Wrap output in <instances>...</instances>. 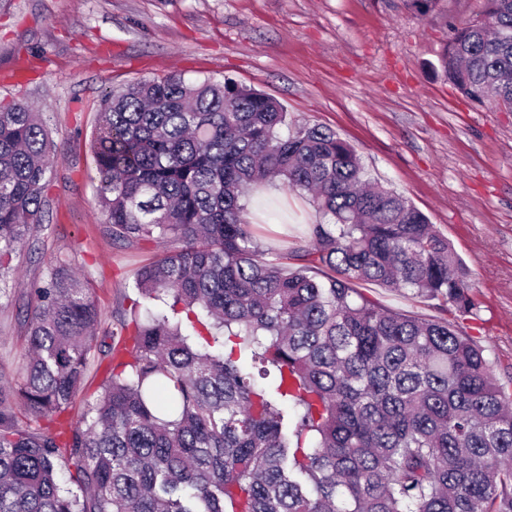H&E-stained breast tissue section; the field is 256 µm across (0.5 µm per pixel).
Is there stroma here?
Listing matches in <instances>:
<instances>
[{"instance_id": "obj_1", "label": "stroma", "mask_w": 512, "mask_h": 512, "mask_svg": "<svg viewBox=\"0 0 512 512\" xmlns=\"http://www.w3.org/2000/svg\"><path fill=\"white\" fill-rule=\"evenodd\" d=\"M485 0H438L420 15L403 0H10L0 11V101L45 114L55 146L50 218L17 251L0 304V378L21 380L25 324L57 256L92 287L110 328L137 297L139 263L163 243H113L97 196L91 144L107 92L173 71L254 88L281 102L288 128H331L373 181L426 214L462 261L475 307L375 283L360 294L409 317L447 318L484 351L497 381L512 380V112L476 108L441 77L448 23L480 19ZM262 247L304 244L318 219L305 198L268 182L247 198Z\"/></svg>"}]
</instances>
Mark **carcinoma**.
I'll list each match as a JSON object with an SVG mask.
<instances>
[{
	"mask_svg": "<svg viewBox=\"0 0 512 512\" xmlns=\"http://www.w3.org/2000/svg\"><path fill=\"white\" fill-rule=\"evenodd\" d=\"M433 70L512 112V0L450 24ZM285 125L279 101L181 72L103 96L92 148L112 242L170 248L136 271L149 307L107 342L69 259L34 290L25 373L0 380V512H512V390L448 322L353 288L465 314L459 258L334 130ZM52 154L42 113L0 103V300L49 216ZM259 180L311 197L305 244L261 248L245 201ZM99 344L114 365L73 423Z\"/></svg>",
	"mask_w": 512,
	"mask_h": 512,
	"instance_id": "cac0c4a2",
	"label": "carcinoma"
}]
</instances>
